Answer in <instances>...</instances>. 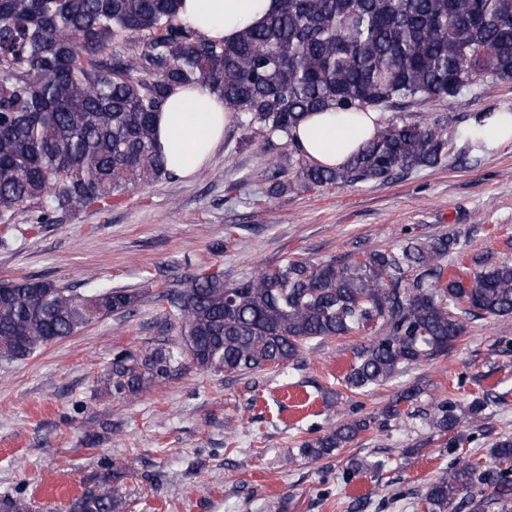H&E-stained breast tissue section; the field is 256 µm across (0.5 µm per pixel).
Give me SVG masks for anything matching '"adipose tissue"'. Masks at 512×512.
Returning <instances> with one entry per match:
<instances>
[{
  "label": "adipose tissue",
  "instance_id": "obj_1",
  "mask_svg": "<svg viewBox=\"0 0 512 512\" xmlns=\"http://www.w3.org/2000/svg\"><path fill=\"white\" fill-rule=\"evenodd\" d=\"M278 7V0H184L179 17L207 38L233 40L260 24ZM377 112L358 117L346 112H318L302 122L298 141L316 163H343L372 137ZM229 115L223 100L207 86L179 88L156 117L157 143L175 176L187 179L207 166L224 141Z\"/></svg>",
  "mask_w": 512,
  "mask_h": 512
}]
</instances>
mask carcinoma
Returning <instances> with one entry per match:
<instances>
[{
  "label": "carcinoma",
  "instance_id": "obj_1",
  "mask_svg": "<svg viewBox=\"0 0 512 512\" xmlns=\"http://www.w3.org/2000/svg\"><path fill=\"white\" fill-rule=\"evenodd\" d=\"M180 0H0V223L30 204L32 224L59 211L105 209L128 192L172 178L156 143L155 118L178 88L208 86L244 131L281 151L267 160L276 195L387 181L438 165L444 125L379 120L376 131L336 167L308 160L297 127L313 112L386 111L448 101L512 81V0H280L265 21L217 42L179 19ZM123 52L109 54L112 46ZM457 234L372 249L348 260L296 257L235 284L222 272L193 277L165 294L180 328L169 349L116 352L112 394L146 392L184 359L203 372L279 368L312 342L373 333L352 347L339 379L361 395L407 368L448 352L467 323L512 314V263L468 276L450 271ZM132 288L83 295L51 281H0V358L23 360L115 312L134 310ZM487 396L460 408L440 402L431 427L467 442ZM343 418L302 445L320 458L364 431ZM499 466L466 459L430 482L424 512H512V437L490 449ZM107 491L88 493L73 512H117ZM0 512H30L22 496Z\"/></svg>",
  "mask_w": 512,
  "mask_h": 512
}]
</instances>
